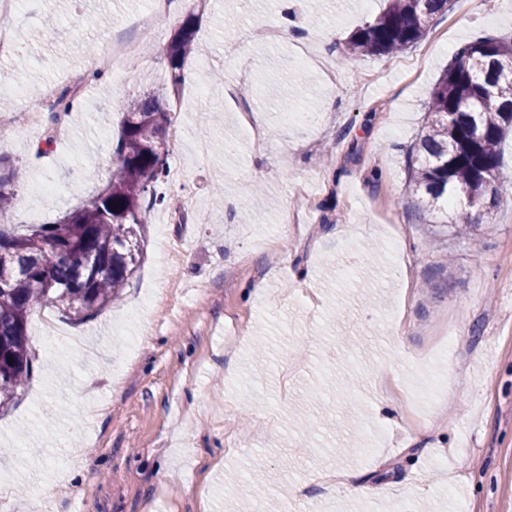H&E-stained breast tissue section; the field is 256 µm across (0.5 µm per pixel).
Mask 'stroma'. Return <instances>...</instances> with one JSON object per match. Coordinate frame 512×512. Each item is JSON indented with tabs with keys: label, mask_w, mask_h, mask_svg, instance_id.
Instances as JSON below:
<instances>
[{
	"label": "stroma",
	"mask_w": 512,
	"mask_h": 512,
	"mask_svg": "<svg viewBox=\"0 0 512 512\" xmlns=\"http://www.w3.org/2000/svg\"><path fill=\"white\" fill-rule=\"evenodd\" d=\"M135 83L89 82L67 137L0 139L25 168L7 222L49 224L102 188L128 99L167 82L187 15L183 181L144 227L121 297L58 330L0 411V512H512V208L472 247L427 214L409 151L464 43L512 37V0H449L394 57L348 56L385 0H175ZM146 0H28L0 73L66 85ZM291 11L290 39L254 36ZM339 38L326 41L324 27ZM264 133L254 148L253 128ZM452 336V348H440ZM358 475L363 493L326 483ZM195 25L193 15H188L181 23L174 39L168 45L169 84L173 90H178L183 78L184 63L193 51Z\"/></svg>",
	"instance_id": "obj_1"
}]
</instances>
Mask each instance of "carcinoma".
Listing matches in <instances>:
<instances>
[{"instance_id": "carcinoma-1", "label": "carcinoma", "mask_w": 512, "mask_h": 512, "mask_svg": "<svg viewBox=\"0 0 512 512\" xmlns=\"http://www.w3.org/2000/svg\"><path fill=\"white\" fill-rule=\"evenodd\" d=\"M448 0H387V7L349 38V55L391 57L417 44ZM195 19L188 15L168 45L169 84L178 89L191 55ZM512 40L484 37L462 46L437 82L428 125L411 160V186L427 210L443 208L453 231L479 242V215L506 203L499 145L512 130ZM77 92L63 89L48 117L53 130L71 112ZM169 110L155 96L127 105L116 163L106 185L53 224L24 233L0 226V409L10 405L32 371L29 317L53 305L67 318L88 320L115 301L137 271L141 228L166 203ZM14 167L0 175V223L8 215ZM115 208H110V205Z\"/></svg>"}]
</instances>
